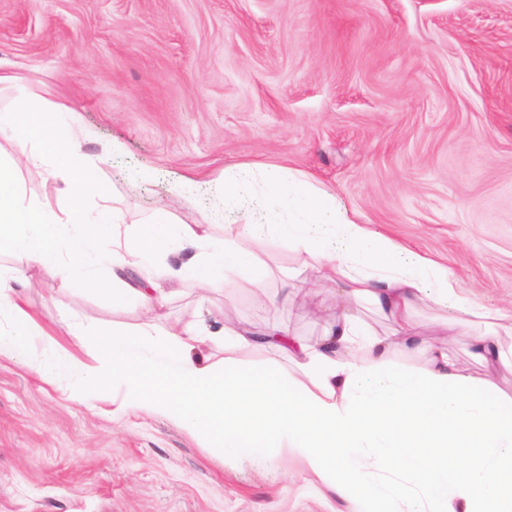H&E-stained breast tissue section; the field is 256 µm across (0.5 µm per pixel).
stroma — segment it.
I'll list each match as a JSON object with an SVG mask.
<instances>
[{"label": "stroma", "instance_id": "obj_1", "mask_svg": "<svg viewBox=\"0 0 512 512\" xmlns=\"http://www.w3.org/2000/svg\"><path fill=\"white\" fill-rule=\"evenodd\" d=\"M0 108L20 95L73 106L80 142L108 155L98 208L127 222L163 206L235 233L212 189L238 165L313 177L359 222L448 267L491 313L512 314V0H0ZM120 152H113V143ZM249 246L265 289L226 275L209 294L162 283L159 328L206 331L232 311L256 329L316 343L309 301L263 304L280 279L316 287L299 252ZM14 289L59 343L65 318L132 329L135 300L112 301L31 267ZM462 314L421 306L428 340L476 378ZM302 459L242 464L160 414L111 417L64 400L0 356V512H348Z\"/></svg>", "mask_w": 512, "mask_h": 512}]
</instances>
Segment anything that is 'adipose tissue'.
I'll return each instance as SVG.
<instances>
[{"instance_id":"1","label":"adipose tissue","mask_w":512,"mask_h":512,"mask_svg":"<svg viewBox=\"0 0 512 512\" xmlns=\"http://www.w3.org/2000/svg\"><path fill=\"white\" fill-rule=\"evenodd\" d=\"M76 122L75 112L46 100L0 110V141H28L24 167L62 183L65 199L26 201L12 169L0 165V253L23 254L70 285L136 298L147 319L130 331L73 321L61 345L17 302L24 271L0 266V356L25 360L71 401L109 397L123 409H153L233 459L292 451L363 512H512V395L418 340L419 305L485 315L447 268L370 230L334 194L283 169L225 173L224 207L240 214L235 237L221 242L163 207L142 223H126L117 208L88 217V199L105 190L98 172L106 158L83 152L69 134ZM264 239L304 253L323 284H338V312L319 342L230 318L206 333L157 328L159 278L174 273L213 290L231 272L264 287L269 271L247 246ZM171 256L179 269L168 266ZM366 305L390 321L388 331L367 327L358 313ZM258 333L287 347L296 375L196 355L200 345H248ZM410 345L426 352L425 371L389 361L393 347Z\"/></svg>"}]
</instances>
